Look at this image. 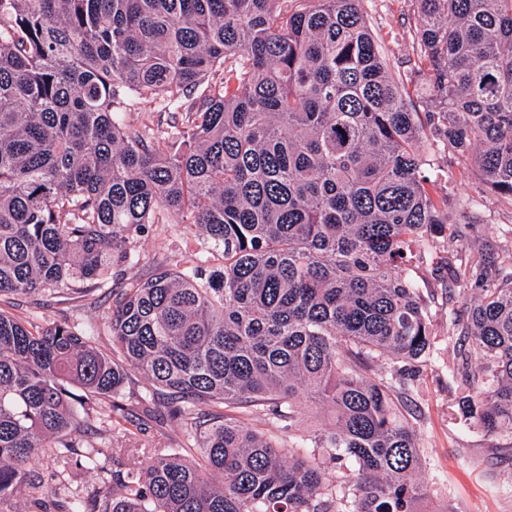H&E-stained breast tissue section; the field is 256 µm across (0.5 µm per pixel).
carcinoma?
Here are the masks:
<instances>
[{"label": "carcinoma", "instance_id": "carcinoma-1", "mask_svg": "<svg viewBox=\"0 0 512 512\" xmlns=\"http://www.w3.org/2000/svg\"><path fill=\"white\" fill-rule=\"evenodd\" d=\"M363 0H0V296L89 291L153 224L202 231L210 268L158 262L113 293L119 363L67 319L0 310V512L31 460L73 447L132 368L188 421L201 461L125 458L59 512H425L395 386L433 349L418 283L448 270L456 411L512 435V230L465 253L434 161L512 200V0H415L414 75ZM167 112L138 126L127 112ZM85 392L75 406L67 386ZM329 423L288 444L303 405Z\"/></svg>", "mask_w": 512, "mask_h": 512}]
</instances>
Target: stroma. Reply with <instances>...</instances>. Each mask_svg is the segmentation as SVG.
<instances>
[{
    "mask_svg": "<svg viewBox=\"0 0 512 512\" xmlns=\"http://www.w3.org/2000/svg\"><path fill=\"white\" fill-rule=\"evenodd\" d=\"M363 6L390 67L411 68L416 60L414 33L419 25L413 0H364ZM443 176L449 188L450 223L463 224L475 218L482 227L512 228V201L487 194L477 198L473 209L462 208V200L473 194L479 182L475 170L462 173L453 165L445 167ZM132 247L139 257L138 265L113 268L110 284L85 295L58 291L18 301L4 296L0 309L38 323L69 319L80 331L94 336L101 350L118 356L109 333L113 289L123 287L132 277L148 276L154 262L175 268L182 266L186 256L196 252L206 255L212 250L206 237L186 233L178 224L164 229L152 226L135 237ZM421 291L434 313V346L428 367L415 381L408 399L422 449L421 477L428 489L424 506L427 512H442L446 507L455 512H512V494L501 491L503 485H512V437L485 436L449 414L455 393L448 388V368L457 357V349L448 338V308L463 307L467 293L460 290L449 295L446 281L433 277L422 284ZM117 399L127 405L142 429L137 447L165 448L178 454L192 447L184 425L160 407L151 383L137 372H130L129 383ZM75 456L54 451L35 458L34 468L43 477L58 476V498L78 495L93 499L103 488L107 473L122 467L120 459L110 458L104 471H89L76 466Z\"/></svg>",
    "mask_w": 512,
    "mask_h": 512,
    "instance_id": "stroma-1",
    "label": "stroma"
}]
</instances>
